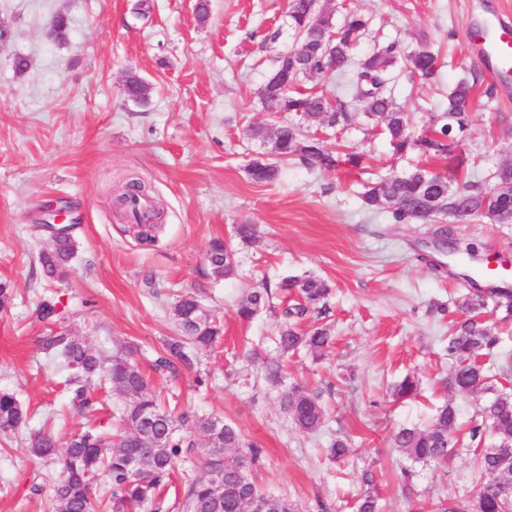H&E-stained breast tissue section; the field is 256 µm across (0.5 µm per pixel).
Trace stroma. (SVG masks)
Wrapping results in <instances>:
<instances>
[{"label":"stroma","instance_id":"stroma-1","mask_svg":"<svg viewBox=\"0 0 512 512\" xmlns=\"http://www.w3.org/2000/svg\"><path fill=\"white\" fill-rule=\"evenodd\" d=\"M288 0H210L206 21L196 0H0V282L12 302L0 311V390L14 392L27 413L24 426L0 436V512H47L58 464L32 458L31 433L45 429L59 444L86 428L117 427L125 397L93 379L99 411L77 414L61 372L49 367L38 338L44 324L38 300L60 293L73 312L65 327L108 351L133 344L136 362L152 389L177 394L179 407L233 423L246 441L264 450L252 476L263 489L288 496L299 512H354L371 470L383 512H445L471 495L473 456L468 449L442 467L416 466L403 481L405 458L391 436L422 425L445 402L457 408L459 437L489 399L448 386V324L464 318L460 278L434 271L421 255L425 224H395L390 210L367 211L364 185L378 175L442 162L417 152L397 157L385 135L371 133L358 114L346 79L337 74L304 79L307 87L340 90L352 125L329 135L339 153L363 155L360 170L324 172L293 161L272 182L254 181L248 167L271 147L248 140L251 123L278 125L262 104V89L277 56L294 45ZM370 20L371 34L354 59L377 44L397 42L439 55L436 75L398 73L390 92L409 117L413 136L425 135L431 114L447 105L450 86L474 75L493 97L478 96L459 149L470 161L461 180L494 185L493 174L512 163V86L493 81L473 55L480 19L512 14V0H319L328 13L344 5ZM69 21L66 40L50 35L57 15ZM28 67L17 72L16 58ZM151 86L147 103L124 93L128 75ZM141 179L162 211L155 243L140 244L131 224L116 217L110 198ZM43 222L67 225L77 252L64 279L47 280L38 254L49 248ZM254 224L255 239H236L234 227ZM456 235L482 245L484 263L512 262V224L472 220ZM230 242L236 272L215 278L205 261L211 240ZM313 275L328 281L326 323L334 336L326 356L302 350L287 356L281 387L270 386L250 351L278 356L274 343L283 320L278 282ZM271 290L252 319L237 315L242 296ZM194 291L218 317L224 340L202 354L209 372L178 377L153 370L164 341L175 335L168 306ZM419 381L417 395L392 396L405 376ZM325 390L327 422L297 431L280 405L282 388ZM349 455L327 457L336 435Z\"/></svg>","mask_w":512,"mask_h":512}]
</instances>
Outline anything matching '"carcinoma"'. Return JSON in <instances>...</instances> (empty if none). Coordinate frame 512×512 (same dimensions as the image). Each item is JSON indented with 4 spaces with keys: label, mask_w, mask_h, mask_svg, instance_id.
<instances>
[{
    "label": "carcinoma",
    "mask_w": 512,
    "mask_h": 512,
    "mask_svg": "<svg viewBox=\"0 0 512 512\" xmlns=\"http://www.w3.org/2000/svg\"><path fill=\"white\" fill-rule=\"evenodd\" d=\"M317 0H290L288 27L299 49L280 53L275 68L268 76L262 94L264 108L269 112H288L300 119L316 123L324 129L344 128L351 124V112L330 87L303 89L305 77L326 74L331 70L344 72L350 61V50L368 35L369 22L357 9L345 8L341 17L316 10ZM332 39L334 54L327 60L320 51L326 39ZM411 73L431 76L436 71V56L419 49L404 53L398 43L390 42L358 64L350 86L355 97L364 103V115L373 128L382 131L393 152L404 155L418 150L425 155L449 156L458 149L460 134L468 124L471 94L474 84L467 79L458 81L448 92V106L432 118L430 132L424 137H412L408 131L407 113L394 106L387 95L394 79L397 63ZM284 83L292 85L288 92L280 90ZM127 97L142 103L148 100L150 86L141 77L130 75L125 82ZM249 139L264 144L272 142L273 161L254 160L249 173L257 182L278 178L280 163L297 159L311 167L331 171L340 164L358 167L363 163L359 154H339L328 150L315 134H306L302 124L289 121L276 127L274 136L263 129L247 127ZM364 207L377 211L395 206L392 219L396 224H441L447 217L460 221L487 218L495 224L512 222V202L504 194L485 190L474 183H455L442 173L415 169L404 174H387L369 182L361 193ZM454 256L460 260L478 254L477 243L466 237H455ZM76 251L72 236L39 253L43 275L50 279L63 278ZM207 265L214 277L233 275L236 261L231 247L214 240L207 251ZM471 282L462 306L472 316L452 325L448 334V357L452 360L449 386L459 394L490 389L491 368L479 361L499 346L501 334L479 320L487 297H503L512 311V288H479ZM278 288L291 294L295 304L284 310L287 317H302L307 313L322 315L331 286L323 279L309 277L285 278ZM269 296L250 292L240 300L238 315L251 320L263 308ZM62 300L53 295L38 304L41 319L61 324L38 337L41 350L58 359L68 372L67 389L72 407L82 413L94 409L97 398L90 390L95 377L108 379L112 386L126 395L117 433L104 425L72 435L67 446L59 448L55 435L43 429L31 435L29 454L37 460H57L60 478L53 484L48 512H161L162 490L170 482L176 463L195 447L194 433L205 436L209 448L204 450L200 472L187 480L183 487L186 512H253L256 499H265L267 512H297L296 505L284 495L262 491L248 471L260 463L263 449L247 442L237 427L221 418L174 415L162 406L156 392L136 363L138 348L128 345L110 354L89 346L64 327L68 310ZM196 295L180 296L169 309L178 335L165 340V353L155 360L158 371L171 376L191 369L200 353L214 349L221 341L222 328L217 317L199 309ZM332 336L326 325L304 333L285 323L278 331L276 344L283 354L306 349L321 358L331 347ZM265 379L281 384L283 365L277 358L262 362ZM418 380L407 375L393 388L399 399L414 396ZM281 407L294 426L313 433L324 426L326 413L322 392L295 385L281 395ZM26 414L18 397L0 390V432H14L24 424ZM457 410L453 403L436 408L431 422L425 427H402L392 436L394 447L413 464L443 465L456 454L459 444L454 436ZM492 436L491 446L474 449L475 485L473 497L448 512H512V388L506 384L494 389L493 397L482 407L469 430L470 442L482 443L485 435ZM140 460L137 471H131L129 461ZM103 482L105 495L97 494L98 482ZM379 497L366 490L357 499L356 512H379Z\"/></svg>",
    "instance_id": "carcinoma-1"
}]
</instances>
